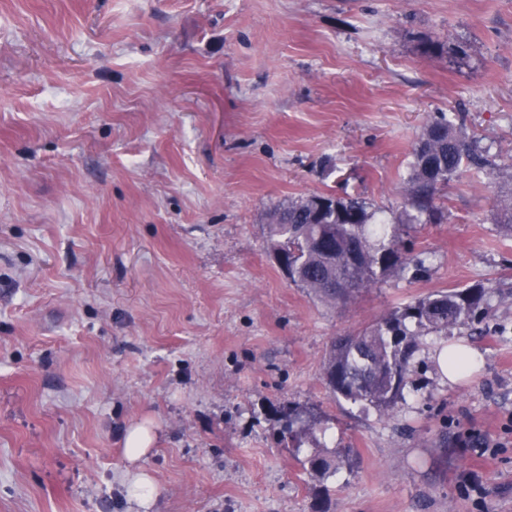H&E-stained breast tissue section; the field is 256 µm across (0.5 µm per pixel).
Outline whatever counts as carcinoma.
I'll use <instances>...</instances> for the list:
<instances>
[{
	"instance_id": "cac0c4a2",
	"label": "carcinoma",
	"mask_w": 512,
	"mask_h": 512,
	"mask_svg": "<svg viewBox=\"0 0 512 512\" xmlns=\"http://www.w3.org/2000/svg\"><path fill=\"white\" fill-rule=\"evenodd\" d=\"M407 201L416 211L402 224L375 219L367 202L333 194L313 195L274 206L267 215L271 248L283 256L282 270L295 284L324 303L348 301L363 288L388 276L415 278L426 271L425 259L412 255L403 240L405 229L424 215L442 219L436 204L442 187L469 167L488 160L475 140L445 115L424 124L411 151ZM499 225L512 233V193L494 200ZM500 289L475 284L439 291L397 306L367 327L332 339L323 362L326 387L334 398L393 415L412 385L415 355L429 336H449L457 329L482 332ZM280 423V436L295 453L302 443H319L326 435L323 416L314 405L288 404L270 410ZM349 448L323 445L308 452L302 465L312 478L326 481L342 467H352Z\"/></svg>"
}]
</instances>
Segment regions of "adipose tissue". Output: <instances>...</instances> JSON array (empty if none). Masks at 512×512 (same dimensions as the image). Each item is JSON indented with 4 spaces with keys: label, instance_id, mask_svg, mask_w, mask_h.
Returning <instances> with one entry per match:
<instances>
[{
    "label": "adipose tissue",
    "instance_id": "ef3b65f1",
    "mask_svg": "<svg viewBox=\"0 0 512 512\" xmlns=\"http://www.w3.org/2000/svg\"><path fill=\"white\" fill-rule=\"evenodd\" d=\"M439 371L444 380L453 382L457 378L476 372L481 360L468 345L452 343L444 345L437 354ZM159 434L152 420L144 419L130 424L124 438L125 456L128 461L126 476L129 481L128 501L147 512L157 498V488L153 478L139 469V461L157 444Z\"/></svg>",
    "mask_w": 512,
    "mask_h": 512
}]
</instances>
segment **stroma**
Returning a JSON list of instances; mask_svg holds the SVG:
<instances>
[{
  "mask_svg": "<svg viewBox=\"0 0 512 512\" xmlns=\"http://www.w3.org/2000/svg\"><path fill=\"white\" fill-rule=\"evenodd\" d=\"M445 113L489 164L412 229L416 279L329 307L266 214L319 193L403 216ZM512 0H0V512H512V298L455 384L429 347L393 417L334 400L331 340L477 282L512 284ZM316 404L352 468L309 478L267 416ZM157 428L152 420L143 419L133 422L126 430L124 448L130 465L126 469V476L129 481L128 501L131 507L149 509L157 498V488L153 478L136 467V464L157 445L159 439Z\"/></svg>",
  "mask_w": 512,
  "mask_h": 512,
  "instance_id": "1",
  "label": "stroma"
}]
</instances>
